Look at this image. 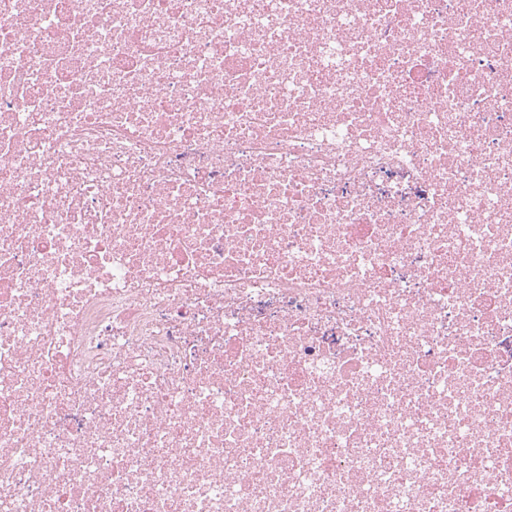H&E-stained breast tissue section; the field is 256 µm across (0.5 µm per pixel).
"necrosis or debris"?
<instances>
[{"mask_svg": "<svg viewBox=\"0 0 512 512\" xmlns=\"http://www.w3.org/2000/svg\"><path fill=\"white\" fill-rule=\"evenodd\" d=\"M0 512H512V0H0Z\"/></svg>", "mask_w": 512, "mask_h": 512, "instance_id": "obj_1", "label": "necrosis or debris"}]
</instances>
